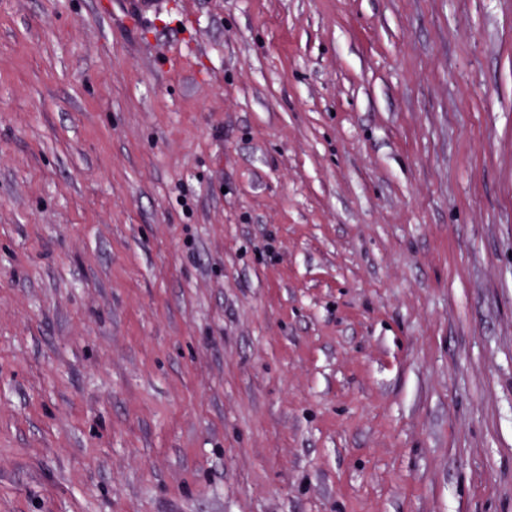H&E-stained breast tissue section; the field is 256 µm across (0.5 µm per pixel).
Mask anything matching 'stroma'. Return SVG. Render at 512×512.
Returning a JSON list of instances; mask_svg holds the SVG:
<instances>
[{"label":"stroma","mask_w":512,"mask_h":512,"mask_svg":"<svg viewBox=\"0 0 512 512\" xmlns=\"http://www.w3.org/2000/svg\"><path fill=\"white\" fill-rule=\"evenodd\" d=\"M0 0V512H512V0Z\"/></svg>","instance_id":"obj_1"}]
</instances>
